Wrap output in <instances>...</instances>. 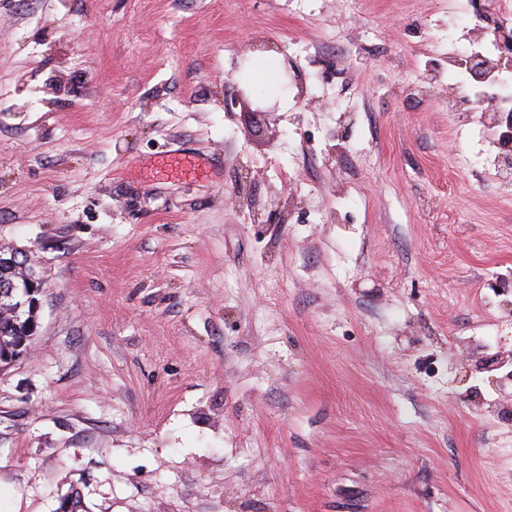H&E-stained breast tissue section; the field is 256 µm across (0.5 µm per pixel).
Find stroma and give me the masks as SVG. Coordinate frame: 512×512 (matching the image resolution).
<instances>
[{"instance_id": "stroma-1", "label": "stroma", "mask_w": 512, "mask_h": 512, "mask_svg": "<svg viewBox=\"0 0 512 512\" xmlns=\"http://www.w3.org/2000/svg\"><path fill=\"white\" fill-rule=\"evenodd\" d=\"M495 3L0 0V245L44 281L0 372L19 512H512L475 369L512 370V69L448 109ZM258 41L297 63L260 119L224 108Z\"/></svg>"}]
</instances>
